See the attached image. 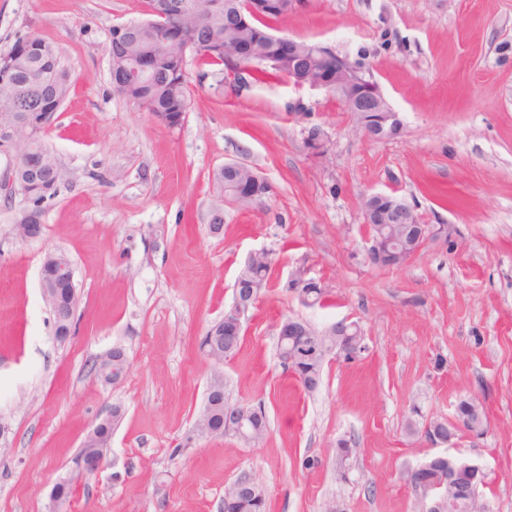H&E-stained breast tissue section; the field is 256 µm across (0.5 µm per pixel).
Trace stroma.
Wrapping results in <instances>:
<instances>
[{
  "instance_id": "35a3bbf8",
  "label": "stroma",
  "mask_w": 512,
  "mask_h": 512,
  "mask_svg": "<svg viewBox=\"0 0 512 512\" xmlns=\"http://www.w3.org/2000/svg\"><path fill=\"white\" fill-rule=\"evenodd\" d=\"M142 0H0V53L22 37L56 43L71 93L45 140L68 172L48 205L41 239L13 225L21 197L0 196V512H46L91 427L123 415L105 468L77 490L69 512H224V486L240 473L262 484L271 512H423L405 479L435 450L407 422L452 417L474 395L487 418L479 441L453 455L486 474L490 512H512V0H300L270 24L276 35L316 42L370 70L402 128L365 138L354 113L323 90L266 78L219 89L218 67L187 59L191 104L168 128L112 86L113 26L142 18ZM388 45H381V38ZM327 136L305 146L297 107ZM228 162L253 167L272 187L263 204L224 207L209 231L214 176ZM396 191L431 238L400 267H374L363 201ZM273 254L271 284L240 348L214 364L199 348L234 298L249 255ZM72 261L76 330L54 335L40 267L47 253ZM306 268L328 306L284 290ZM297 317L323 332L358 323L367 345L336 357L311 394L277 359V327ZM123 347L128 371L99 382L93 360ZM231 402L263 407L266 440L202 439L193 432L215 375ZM357 452L337 471L338 440Z\"/></svg>"
}]
</instances>
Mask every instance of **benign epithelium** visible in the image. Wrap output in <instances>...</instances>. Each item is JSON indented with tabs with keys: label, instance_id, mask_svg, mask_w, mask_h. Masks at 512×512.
Segmentation results:
<instances>
[{
	"label": "benign epithelium",
	"instance_id": "7a95c632",
	"mask_svg": "<svg viewBox=\"0 0 512 512\" xmlns=\"http://www.w3.org/2000/svg\"><path fill=\"white\" fill-rule=\"evenodd\" d=\"M298 0H251L249 13L253 16L263 15L271 11H293ZM278 56L281 62L288 64V72L302 86L322 89L338 97L348 112L357 116L358 126L369 139H386L397 134L401 120L386 98L379 84L365 70H355L340 63L341 56L332 48L316 44L306 45V41L276 36ZM224 60L241 75L252 72L255 62L259 60L257 41L245 39L235 42L224 50ZM57 122L53 112L26 113V126L31 134L50 129ZM315 138L305 139L307 149L313 155H322L327 149V137L321 126L311 125ZM16 127L9 122H0V149L6 152L8 163L0 172V186L4 185L14 194L24 198L26 207L21 211V218L15 224V230L24 241L37 240L42 237L45 229L43 220L44 204H34L30 200L27 188L15 181L14 166ZM261 177L258 174L244 179L233 180V194L230 200L235 206L255 204L260 200L258 186ZM368 199L384 204L380 210L365 212L368 224H397L402 229L404 240L402 257L409 261L424 246L426 241L441 233L432 224H421L414 209L400 198L386 192H377ZM289 282L298 288H318L320 283L308 277L305 268L295 269ZM40 287L43 300L56 316L55 336L58 341H66L73 332L72 316L77 306V292L74 283L72 262L63 253H49L42 262ZM252 294L245 290L235 291V299L224 317V334L236 336L251 319ZM307 324L299 319L290 318L278 327V335L300 336L305 333ZM124 362L112 357L108 351L94 359V375L104 384L112 383L115 373L119 372ZM237 423L241 438L253 441L255 433L250 424V413L244 409L229 407L224 409V423ZM441 421L427 423L425 429L432 432L427 442L432 446H453L458 439L455 433L437 435L435 430ZM109 449L99 453L84 452L72 463L61 482L76 486L86 482L91 476L98 474L105 466ZM464 472L473 483L482 481L485 473L477 464L461 461L450 454L432 457L429 461L411 470L415 474L410 485L419 490L426 501V512H444L448 505V495L457 490L458 474Z\"/></svg>",
	"mask_w": 512,
	"mask_h": 512
}]
</instances>
